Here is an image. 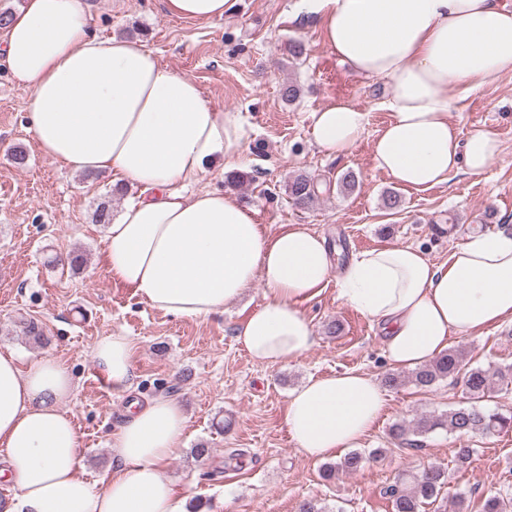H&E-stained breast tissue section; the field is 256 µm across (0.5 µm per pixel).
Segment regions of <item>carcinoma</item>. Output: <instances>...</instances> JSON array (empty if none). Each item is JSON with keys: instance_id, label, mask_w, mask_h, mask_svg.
I'll list each match as a JSON object with an SVG mask.
<instances>
[{"instance_id": "carcinoma-1", "label": "carcinoma", "mask_w": 512, "mask_h": 512, "mask_svg": "<svg viewBox=\"0 0 512 512\" xmlns=\"http://www.w3.org/2000/svg\"><path fill=\"white\" fill-rule=\"evenodd\" d=\"M323 184L307 175H298L288 183V193L294 203L306 208L319 197ZM461 382L463 391L471 399H481L496 392V385L512 381V366L471 367L464 353L449 349L430 363L411 372V381L428 387L440 380ZM512 426V416L498 411L482 412L473 406H457L440 415L421 416L409 423L392 426L391 435L409 447L419 446V438L438 428H445L461 436L483 435ZM369 460L359 451L350 452L334 463L322 467L321 476L331 480L338 474L357 472ZM448 483V472L439 465L427 464L415 472L403 475L386 490L392 512H424L437 502L442 488ZM481 512H512V497L501 495L484 498Z\"/></svg>"}]
</instances>
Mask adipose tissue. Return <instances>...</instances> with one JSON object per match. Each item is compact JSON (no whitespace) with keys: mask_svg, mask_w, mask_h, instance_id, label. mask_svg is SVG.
<instances>
[{"mask_svg":"<svg viewBox=\"0 0 512 512\" xmlns=\"http://www.w3.org/2000/svg\"><path fill=\"white\" fill-rule=\"evenodd\" d=\"M307 2L325 48L388 87L375 169L425 190L497 160L494 133L459 138L448 116L470 91L512 75V0ZM230 6L163 0L167 15L190 22L223 19ZM90 20L88 0H25L0 30V58L32 90L31 128L45 155L73 172L108 171L116 184L140 186L106 228L109 276L138 302L180 318L221 312L263 282V302L236 339L257 362L299 360L316 343L303 305L333 270L326 239L303 224L269 232L229 193H187L240 159V118L141 40L92 35ZM311 123L316 146L338 158L360 139L367 115L339 101ZM339 296L379 327L392 365L420 367L452 335L512 322V234L472 236L441 264L418 247L379 245L344 268ZM132 350L120 334L93 346L99 374L129 396L108 443L115 470L101 487L79 473L80 437L63 408L75 387L70 369L50 356L24 369L13 351H0V480L10 485L0 512H190L165 474L185 445L186 415L174 398L134 397ZM385 407L371 375L313 376L290 393L284 425L299 452L321 460L359 447Z\"/></svg>","mask_w":512,"mask_h":512,"instance_id":"1","label":"adipose tissue"}]
</instances>
